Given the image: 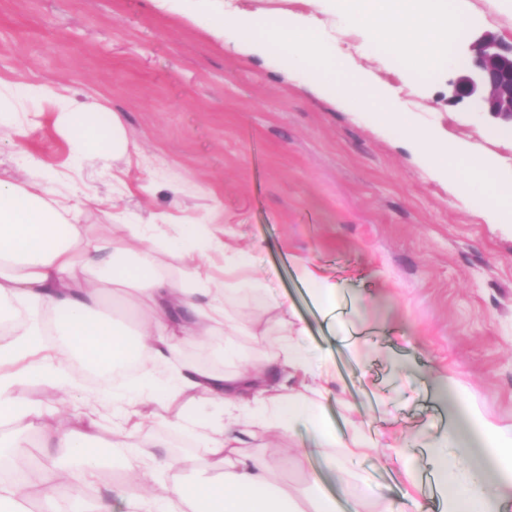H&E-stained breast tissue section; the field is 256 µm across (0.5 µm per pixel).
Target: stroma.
<instances>
[{"instance_id":"stroma-1","label":"stroma","mask_w":512,"mask_h":512,"mask_svg":"<svg viewBox=\"0 0 512 512\" xmlns=\"http://www.w3.org/2000/svg\"><path fill=\"white\" fill-rule=\"evenodd\" d=\"M472 24L424 77L371 49L332 0H227V12L313 17L349 68L391 91L416 127L475 145L512 180V129L478 102L452 100L471 66L470 46L490 32L512 43V0H463ZM307 71L236 53L150 0H0V81L43 84L78 106L118 113L129 141L120 159L79 160L49 102L0 104V179L41 186L50 198L93 203L88 238L113 224H210L233 232L265 276L264 295L236 311L260 314L285 297L306 326L304 347L334 381L322 399L341 434L362 422L373 447L346 460L372 494L355 501L336 483L328 450L300 462L270 457L279 481L309 472L336 512L403 505L405 486L387 450L398 440L421 470L452 424L439 388L454 381L483 421L512 428V219L488 223L478 193L456 196L417 164L400 128L378 112L343 111L309 93ZM311 261L336 283L335 304L310 292L297 268Z\"/></svg>"}]
</instances>
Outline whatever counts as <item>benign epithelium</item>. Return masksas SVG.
I'll return each mask as SVG.
<instances>
[{
    "label": "benign epithelium",
    "instance_id": "obj_1",
    "mask_svg": "<svg viewBox=\"0 0 512 512\" xmlns=\"http://www.w3.org/2000/svg\"><path fill=\"white\" fill-rule=\"evenodd\" d=\"M472 97L482 102L483 113L512 128V45L491 33L477 40L469 72L453 83V99Z\"/></svg>",
    "mask_w": 512,
    "mask_h": 512
}]
</instances>
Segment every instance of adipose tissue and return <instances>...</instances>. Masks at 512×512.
<instances>
[{
    "label": "adipose tissue",
    "instance_id": "obj_1",
    "mask_svg": "<svg viewBox=\"0 0 512 512\" xmlns=\"http://www.w3.org/2000/svg\"><path fill=\"white\" fill-rule=\"evenodd\" d=\"M351 22L412 62L447 51L455 42V14L404 0L385 10L368 0ZM28 95L48 100L75 156L124 155L128 141L119 117L101 118L71 98L33 84ZM87 203L60 206L40 189L0 180V426L27 423L6 451L24 465L0 481V512H25L38 484L53 493L41 512H62L97 483L101 457L95 443L98 422L62 427L59 412L21 401L18 386L38 381L64 393L72 404L88 401L70 375L78 357L97 372L131 361L144 368L129 386L113 389V444L124 476L127 512H334L320 491L318 476L304 487L279 482L253 444L272 434L290 437L296 423L313 426L322 447L343 455L365 453L370 443L361 427L342 437L322 419L321 375L302 349L304 326L294 320L288 300L267 301L260 319L228 321L225 306L246 285H256L246 251L236 240L206 225H184L178 237L153 224H116L112 239L91 244L76 219ZM177 257L170 266L168 257ZM232 331L257 348L242 369L217 371L187 357L188 348L210 347L214 335ZM279 341L260 343L268 332ZM66 346L58 351L48 333ZM178 404L175 427L202 448L194 458L195 479H177L155 492L159 469L180 470L179 456H149L156 442L144 431L146 406L157 398ZM474 433L459 437L468 448V491L460 493L453 460L435 462V482L445 512H507L512 507V434L468 411Z\"/></svg>",
    "mask_w": 512,
    "mask_h": 512
}]
</instances>
